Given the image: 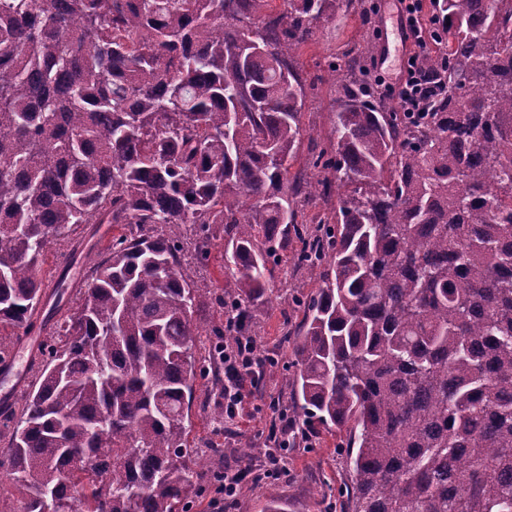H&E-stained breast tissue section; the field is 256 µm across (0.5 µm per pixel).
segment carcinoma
Segmentation results:
<instances>
[{
    "label": "carcinoma",
    "instance_id": "cac0c4a2",
    "mask_svg": "<svg viewBox=\"0 0 512 512\" xmlns=\"http://www.w3.org/2000/svg\"><path fill=\"white\" fill-rule=\"evenodd\" d=\"M0 0V326L48 332L0 402V512H187L196 378L270 303L273 266H324L296 299L288 412L346 431L340 512H512V0H438L444 94L398 112L348 61L316 181L288 179L291 51L357 0ZM336 201L312 232L294 198ZM77 224L120 233L38 263ZM224 239L223 340L197 354L195 265ZM82 302L55 319L83 253ZM92 224H80L79 227H75V231L70 235L68 239H60L54 241L43 258L40 266L39 275L43 279L46 285L51 282L55 283L58 277V271L60 268V254L68 252L72 245L82 236L86 235L87 229ZM84 232V234H83Z\"/></svg>",
    "mask_w": 512,
    "mask_h": 512
}]
</instances>
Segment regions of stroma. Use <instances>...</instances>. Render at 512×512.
<instances>
[{
    "label": "stroma",
    "instance_id": "35a3bbf8",
    "mask_svg": "<svg viewBox=\"0 0 512 512\" xmlns=\"http://www.w3.org/2000/svg\"><path fill=\"white\" fill-rule=\"evenodd\" d=\"M365 2L371 8V23H364L354 11H340L335 18L320 22L315 41L293 51L304 88L302 136L294 169L311 178L318 174L311 164L315 150L330 146L338 90L335 69L343 65L346 55L355 54L362 42L388 38V56H371L366 67L376 75L385 96L398 95L395 77L403 50L397 36L395 0ZM223 251V246H216L209 266L195 277L200 315L212 326L224 323V308L218 302L224 291ZM319 282V269L284 264L276 267L271 306L252 325L257 354L264 364L263 379L249 387L241 416L225 431H217L210 422L212 413L223 405V398L211 391L207 380L195 381L187 437L191 460L208 461L213 446L218 445L224 450L225 467L245 474L235 504L223 512H264L273 492L283 502L285 512H338L340 491L349 480L343 433L319 426L293 447L276 449L271 456L264 452L270 437L281 432L283 409L289 402L295 372V356L286 336L302 317L294 299L314 291ZM250 442L260 445L261 453L249 454L246 445Z\"/></svg>",
    "mask_w": 512,
    "mask_h": 512
}]
</instances>
